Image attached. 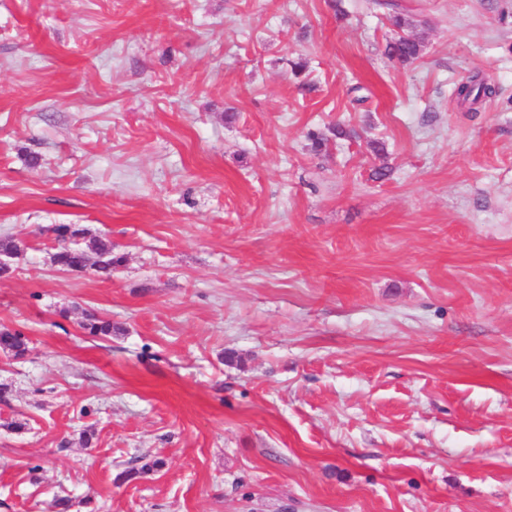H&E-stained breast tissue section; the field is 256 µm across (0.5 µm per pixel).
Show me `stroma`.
<instances>
[{
  "label": "stroma",
  "mask_w": 512,
  "mask_h": 512,
  "mask_svg": "<svg viewBox=\"0 0 512 512\" xmlns=\"http://www.w3.org/2000/svg\"><path fill=\"white\" fill-rule=\"evenodd\" d=\"M396 2L406 66L376 0H0V512H512V0ZM391 22L404 35L400 34L397 39L387 44L386 55L401 64L411 63L418 59L421 51L420 42L405 32L412 25L410 20L403 14L395 12L391 16ZM498 93L495 85L488 83L485 79L479 78L478 75L473 76L468 82L458 85L456 89V97L458 101L461 98H471L477 102L479 99H492ZM52 233L61 244L54 261L70 272H83L93 267L100 276L110 278L112 267L123 261L122 256L113 254L112 245L101 239L90 238L83 247L80 241L85 238L87 230L79 225L60 224L52 228ZM87 250L96 255L97 259L92 263ZM0 350L12 353L16 357L23 356L27 351L23 335L7 327L0 328Z\"/></svg>",
  "instance_id": "35a3bbf8"
}]
</instances>
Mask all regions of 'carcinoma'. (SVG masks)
Returning a JSON list of instances; mask_svg holds the SVG:
<instances>
[{
    "label": "carcinoma",
    "instance_id": "obj_1",
    "mask_svg": "<svg viewBox=\"0 0 512 512\" xmlns=\"http://www.w3.org/2000/svg\"><path fill=\"white\" fill-rule=\"evenodd\" d=\"M391 22L394 27L403 31V34L387 44L386 55L401 64L411 63L418 59L420 42L405 34V30L411 26L410 20L401 13H395L391 16ZM497 93L498 89L495 85L477 75L468 82L458 85L456 89L457 98H469L474 102L481 98L492 99ZM51 232L55 234V239L61 244L60 250L54 255V261L70 272H83L90 267L95 269L100 276L109 278L112 276V267L123 261V257L113 254L112 245L101 239L91 238L88 243L81 244L87 230L76 224H60L51 228ZM23 249V242L12 236L0 238V276L12 271L9 260L17 257ZM90 251L96 255V260L93 262L90 261L88 255ZM80 327L87 336L112 335V322L95 313H85ZM0 350L16 357L24 355L27 346L23 335L17 330L1 327Z\"/></svg>",
    "mask_w": 512,
    "mask_h": 512
}]
</instances>
